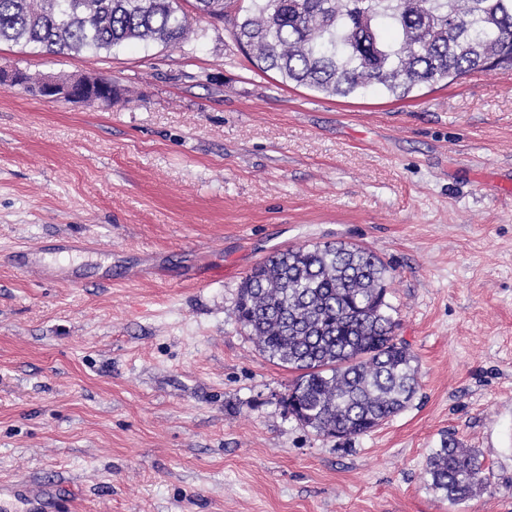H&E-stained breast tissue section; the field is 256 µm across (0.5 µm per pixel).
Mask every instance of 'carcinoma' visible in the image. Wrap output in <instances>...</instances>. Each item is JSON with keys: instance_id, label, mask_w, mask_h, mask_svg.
Here are the masks:
<instances>
[{"instance_id": "1", "label": "carcinoma", "mask_w": 512, "mask_h": 512, "mask_svg": "<svg viewBox=\"0 0 512 512\" xmlns=\"http://www.w3.org/2000/svg\"><path fill=\"white\" fill-rule=\"evenodd\" d=\"M235 42L288 83L350 97H404L423 84L512 66V0H250ZM224 18L227 0H194ZM186 36L179 0H0V43L110 50ZM390 267L342 242L279 250L238 289L236 311L259 351L297 373L283 397L302 426L351 440L403 410L417 367L385 301ZM431 486L460 504L491 485L472 450L444 439L427 462Z\"/></svg>"}]
</instances>
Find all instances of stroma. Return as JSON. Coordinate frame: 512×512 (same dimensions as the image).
<instances>
[{
  "label": "stroma",
  "mask_w": 512,
  "mask_h": 512,
  "mask_svg": "<svg viewBox=\"0 0 512 512\" xmlns=\"http://www.w3.org/2000/svg\"><path fill=\"white\" fill-rule=\"evenodd\" d=\"M249 5L214 21L185 0L175 45L0 44V68L116 90L101 108L0 85V484L33 477L59 512H512V69L328 96L251 63L230 21ZM61 236L108 262L13 266ZM325 242L391 267L419 368L409 405L349 441L288 413L294 373L235 312L253 267ZM445 438L488 493L430 488Z\"/></svg>",
  "instance_id": "35a3bbf8"
}]
</instances>
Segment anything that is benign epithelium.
Here are the masks:
<instances>
[{
	"mask_svg": "<svg viewBox=\"0 0 512 512\" xmlns=\"http://www.w3.org/2000/svg\"><path fill=\"white\" fill-rule=\"evenodd\" d=\"M14 85H35L38 97L47 103L59 100L95 104L108 108L112 106L114 92L112 83L99 77L61 78L46 75L40 78H26L13 70L0 69V83Z\"/></svg>",
	"mask_w": 512,
	"mask_h": 512,
	"instance_id": "1",
	"label": "benign epithelium"
}]
</instances>
